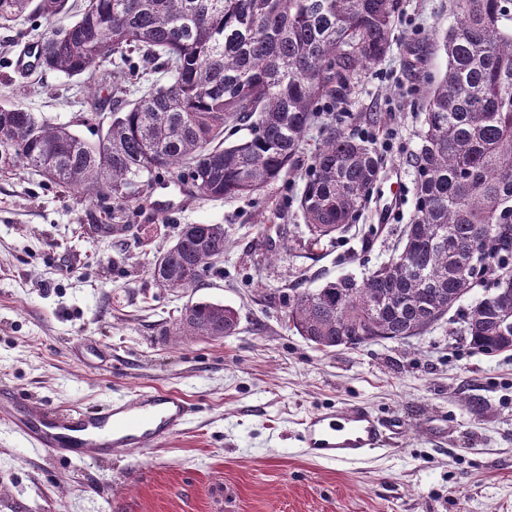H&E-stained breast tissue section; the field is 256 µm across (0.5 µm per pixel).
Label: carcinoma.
I'll use <instances>...</instances> for the list:
<instances>
[{
    "mask_svg": "<svg viewBox=\"0 0 512 512\" xmlns=\"http://www.w3.org/2000/svg\"><path fill=\"white\" fill-rule=\"evenodd\" d=\"M405 0H0V27L37 18L64 26L37 41V67L92 76L118 58L113 84L156 74L112 100L89 143L20 105L0 107V173L32 169L98 200L111 217L141 178L167 172L211 199L253 196L293 164L323 105L391 52ZM504 0H456L442 37L448 70L422 105L415 206L394 255L362 279L343 276L288 297L286 320L314 348L406 341L461 314L474 353L512 350V29ZM248 134L236 137L241 128ZM373 140L330 126L298 198L317 246L349 231L378 181ZM222 224H186L155 256L163 287L190 288L224 257ZM483 252L490 264L474 263ZM237 311L187 305L174 335L232 336Z\"/></svg>",
    "mask_w": 512,
    "mask_h": 512,
    "instance_id": "1",
    "label": "carcinoma"
}]
</instances>
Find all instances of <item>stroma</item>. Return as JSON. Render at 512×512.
Returning a JSON list of instances; mask_svg holds the SVG:
<instances>
[{"instance_id": "1", "label": "stroma", "mask_w": 512, "mask_h": 512, "mask_svg": "<svg viewBox=\"0 0 512 512\" xmlns=\"http://www.w3.org/2000/svg\"><path fill=\"white\" fill-rule=\"evenodd\" d=\"M452 0H406L392 52L358 76L336 126L376 135L383 168L350 232L308 249L296 203L320 127L295 169L257 195L211 200L157 174L112 221L36 172L0 175V388L30 405L92 411L137 391L193 406L165 447L97 462L34 452L0 426V512H512V351L472 352L458 312L407 342L312 348L286 322L293 289L363 277L393 254L414 209L420 100L448 67L437 42ZM16 30L0 29V106L20 104L87 141L92 77L18 70ZM185 224H220L224 257L193 287L171 290L152 261ZM220 302L235 335L182 340L183 308ZM95 339L108 357L76 356ZM480 410H471V400ZM349 405L397 417L402 434L354 464L316 461L299 422Z\"/></svg>"}]
</instances>
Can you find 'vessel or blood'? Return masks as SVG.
<instances>
[{"label":"vessel or blood","mask_w":512,"mask_h":512,"mask_svg":"<svg viewBox=\"0 0 512 512\" xmlns=\"http://www.w3.org/2000/svg\"><path fill=\"white\" fill-rule=\"evenodd\" d=\"M189 403L174 394L142 391L95 411L30 408L20 393L0 391V421L47 455L77 454L97 460L130 448L162 446L191 413ZM401 431L398 419L382 420L361 406L320 412L302 422L301 441L314 459L355 463L385 447Z\"/></svg>","instance_id":"obj_1"}]
</instances>
